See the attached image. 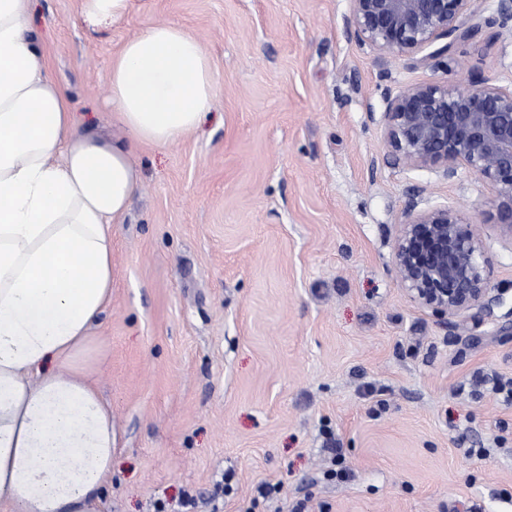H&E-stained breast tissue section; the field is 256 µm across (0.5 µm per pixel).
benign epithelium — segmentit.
<instances>
[{
	"instance_id": "7a95c632",
	"label": "benign epithelium",
	"mask_w": 512,
	"mask_h": 512,
	"mask_svg": "<svg viewBox=\"0 0 512 512\" xmlns=\"http://www.w3.org/2000/svg\"><path fill=\"white\" fill-rule=\"evenodd\" d=\"M346 24L358 43L387 54H448L491 19L476 0H348ZM496 21L512 28V0H495ZM384 137L406 167L448 180L464 169L489 190L512 241V85L472 78L421 81L384 93ZM394 263L414 302L442 317H491L501 304L490 285V260L472 219L448 205L402 214Z\"/></svg>"
}]
</instances>
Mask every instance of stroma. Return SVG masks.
Returning a JSON list of instances; mask_svg holds the SVG:
<instances>
[{"label": "stroma", "instance_id": "35a3bbf8", "mask_svg": "<svg viewBox=\"0 0 512 512\" xmlns=\"http://www.w3.org/2000/svg\"><path fill=\"white\" fill-rule=\"evenodd\" d=\"M477 8L481 33L424 61L360 45L347 0H134L111 26L32 0L82 126L120 135L112 53L154 23L197 36L220 83L193 135L133 147L142 182L92 329L112 407L103 512H512V399L491 391L512 388V336L435 316L394 268L409 201L454 206L481 226L499 317L512 241L480 180L397 164L375 120L389 87L512 82V32ZM336 463L348 481L326 479Z\"/></svg>", "mask_w": 512, "mask_h": 512}]
</instances>
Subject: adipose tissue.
Listing matches in <instances>:
<instances>
[{
  "mask_svg": "<svg viewBox=\"0 0 512 512\" xmlns=\"http://www.w3.org/2000/svg\"><path fill=\"white\" fill-rule=\"evenodd\" d=\"M30 3L0 0V503L100 512L112 409L90 379L91 330L112 301V228L141 183L131 146L191 134L219 83L193 34L152 24L107 75L126 139L80 129Z\"/></svg>",
  "mask_w": 512,
  "mask_h": 512,
  "instance_id": "ef3b65f1",
  "label": "adipose tissue"
}]
</instances>
